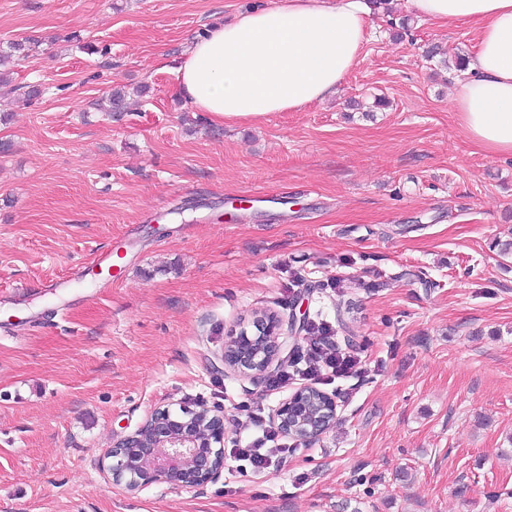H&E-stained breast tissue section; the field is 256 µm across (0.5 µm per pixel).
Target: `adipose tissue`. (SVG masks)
<instances>
[{
    "instance_id": "adipose-tissue-1",
    "label": "adipose tissue",
    "mask_w": 512,
    "mask_h": 512,
    "mask_svg": "<svg viewBox=\"0 0 512 512\" xmlns=\"http://www.w3.org/2000/svg\"><path fill=\"white\" fill-rule=\"evenodd\" d=\"M423 21L472 25L474 51L451 100L469 140L512 155V0H410ZM386 0H276L215 25L177 68V93L210 121L257 123L336 93Z\"/></svg>"
}]
</instances>
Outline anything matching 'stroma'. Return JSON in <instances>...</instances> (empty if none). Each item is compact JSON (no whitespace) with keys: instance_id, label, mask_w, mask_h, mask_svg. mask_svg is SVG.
I'll return each instance as SVG.
<instances>
[{"instance_id":"35a3bbf8","label":"stroma","mask_w":512,"mask_h":512,"mask_svg":"<svg viewBox=\"0 0 512 512\" xmlns=\"http://www.w3.org/2000/svg\"><path fill=\"white\" fill-rule=\"evenodd\" d=\"M271 2L0 0V50L39 42L0 84V512H512V156L451 110L475 32L393 0L334 97L213 123L176 69ZM117 86L126 110L99 111ZM124 237L112 287L82 275ZM263 312L361 357L325 387L332 428L262 472L110 484L106 450L157 407L223 412L229 441L272 422L300 379L222 360Z\"/></svg>"}]
</instances>
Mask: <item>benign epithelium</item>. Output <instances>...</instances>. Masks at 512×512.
Returning a JSON list of instances; mask_svg holds the SVG:
<instances>
[{
  "label": "benign epithelium",
  "mask_w": 512,
  "mask_h": 512,
  "mask_svg": "<svg viewBox=\"0 0 512 512\" xmlns=\"http://www.w3.org/2000/svg\"><path fill=\"white\" fill-rule=\"evenodd\" d=\"M279 328L276 317L266 314L230 330L229 338L238 346L223 354L224 365L246 376L268 375L273 363H282ZM258 341L264 344L261 357L254 349ZM312 391L296 390L277 409L274 425L282 436L295 439L302 432L317 438L332 427L336 401L330 395L317 412L304 419L298 414L295 400ZM224 432V415L207 407H158L142 426L107 449L109 480L130 491L151 484L190 489L207 483L224 470Z\"/></svg>",
  "instance_id": "obj_1"
}]
</instances>
